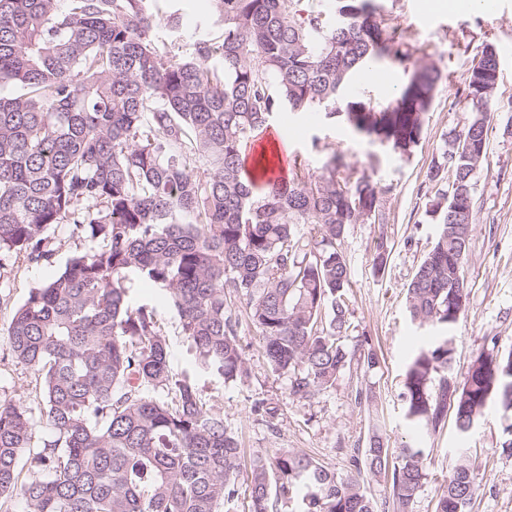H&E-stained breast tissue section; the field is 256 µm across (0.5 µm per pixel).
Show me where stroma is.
<instances>
[{
    "label": "stroma",
    "instance_id": "1",
    "mask_svg": "<svg viewBox=\"0 0 512 512\" xmlns=\"http://www.w3.org/2000/svg\"><path fill=\"white\" fill-rule=\"evenodd\" d=\"M391 23L407 30L412 46L426 50L431 60L449 74L425 120L424 132L413 153L402 156L357 135L340 121H328L321 110L302 114L279 111L272 125L280 135L288 158H301L311 172H321L329 153L345 154L359 168L368 169L379 188L385 189L384 224L350 225L342 248L351 268L348 293L352 326L345 339L348 348L368 345L380 364L363 372L348 369L334 389L307 401L294 400L287 376L272 372L258 344L256 332L244 315L243 301H234L240 315L238 340L248 375L236 382L194 369L181 333L176 311L160 306L171 348L172 372L192 373L206 400L224 416L225 425L238 437L243 451L237 495L229 512H246L250 488L246 479L256 455L270 448L306 453L337 474L350 469L353 449L366 447L372 434L383 436L389 447L409 439L401 397L408 360L418 346L429 343L432 332L412 324L406 309V288L437 231L428 213L425 172L450 132L461 130L472 114L455 96L465 82L471 57L484 43L500 48V73L495 92V112L488 132L486 158L474 179V217L471 226L465 278L469 295L453 332V370L463 375L487 345L498 339L500 349L512 348V0H496L495 9L466 8L459 12H429L425 0H376ZM409 75L388 61L373 71H359L345 88L346 97L367 95L377 104L387 103ZM320 138L323 152L310 149ZM53 251L48 266L9 258L0 268V334L30 289L45 283L69 258L91 246L85 233L72 224H57L48 231ZM390 254L382 276H374L372 262L378 242ZM35 378L30 369L14 362L0 338V396L29 395ZM368 399L359 403L357 392ZM261 412H254L255 402ZM503 419L491 408L467 437H460L453 421L424 441L427 479L413 512H434L438 486L446 479L453 451L464 448L482 479L471 512H512V457L501 454Z\"/></svg>",
    "mask_w": 512,
    "mask_h": 512
}]
</instances>
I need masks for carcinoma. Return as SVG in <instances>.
<instances>
[{"mask_svg":"<svg viewBox=\"0 0 512 512\" xmlns=\"http://www.w3.org/2000/svg\"><path fill=\"white\" fill-rule=\"evenodd\" d=\"M176 2L0 0V87L14 89L0 95V257L50 263L46 233L57 224L97 243L31 289L6 329L39 395L34 407L0 398V507L224 512L237 495L239 442L195 380L172 373L156 306L130 302L135 279L158 287L196 365L226 381L248 373L228 288L295 400L334 387L354 361L367 371L379 363L344 344L351 270L340 245L347 226L384 223L382 192L336 154L318 175L296 158L291 178L263 181L246 151L279 109L320 108L408 156L442 71L426 53L413 59L407 31L373 0L306 10L300 0H209L222 35L191 43ZM384 57L412 68L398 97L346 99L353 75ZM499 63L492 43L472 57L463 95L474 116L425 175L439 229L407 287L420 327L449 332L465 307L474 177ZM490 342L461 380L449 336L411 358L403 387L414 444L393 449L373 435L344 477L274 448L250 469L248 512H285L298 490L300 512H412L427 476L421 443L448 410L461 435L491 406L512 415V350ZM367 474L383 479L384 495L367 490ZM480 483L458 459L435 512H469Z\"/></svg>","mask_w":512,"mask_h":512,"instance_id":"1","label":"carcinoma"}]
</instances>
